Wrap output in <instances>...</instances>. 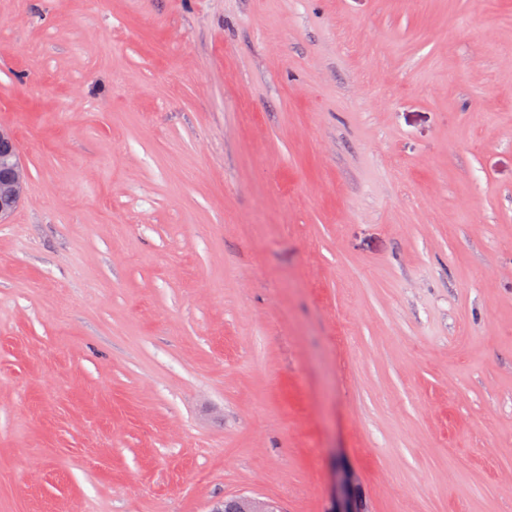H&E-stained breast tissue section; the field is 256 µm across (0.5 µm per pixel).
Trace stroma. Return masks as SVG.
Instances as JSON below:
<instances>
[{
	"label": "stroma",
	"instance_id": "stroma-1",
	"mask_svg": "<svg viewBox=\"0 0 512 512\" xmlns=\"http://www.w3.org/2000/svg\"><path fill=\"white\" fill-rule=\"evenodd\" d=\"M0 512H512V0H0ZM4 146L3 159L0 157V166L3 173L0 175V223H3L20 203L26 183L29 179L27 167L23 164L17 150L12 151L15 144L14 133L7 128L0 127V145ZM10 206V209L5 208ZM360 486L353 469L341 468L334 479V489L326 512H362L356 491Z\"/></svg>",
	"mask_w": 512,
	"mask_h": 512
}]
</instances>
